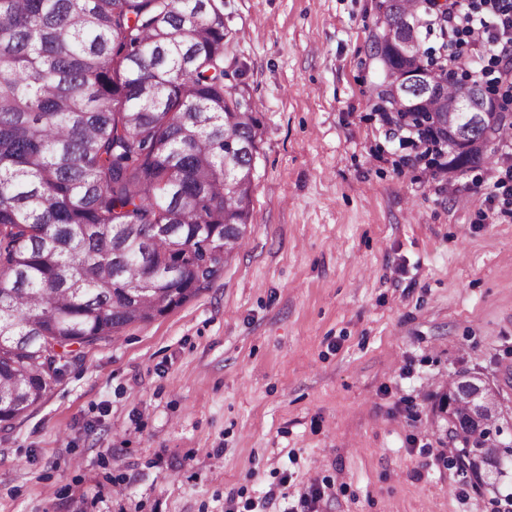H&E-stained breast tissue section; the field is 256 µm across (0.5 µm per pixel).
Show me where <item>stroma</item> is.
<instances>
[{
	"label": "stroma",
	"mask_w": 512,
	"mask_h": 512,
	"mask_svg": "<svg viewBox=\"0 0 512 512\" xmlns=\"http://www.w3.org/2000/svg\"><path fill=\"white\" fill-rule=\"evenodd\" d=\"M378 3L224 0L259 121L244 243L0 432V512H512L438 409L462 374L512 401V178L387 135Z\"/></svg>",
	"instance_id": "stroma-1"
}]
</instances>
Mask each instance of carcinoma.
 <instances>
[{"mask_svg": "<svg viewBox=\"0 0 512 512\" xmlns=\"http://www.w3.org/2000/svg\"><path fill=\"white\" fill-rule=\"evenodd\" d=\"M437 0H381L370 50L378 112L430 127L443 170L487 162L498 115L452 154L465 83L440 67ZM415 31L405 54L402 24ZM437 33L440 49L426 45ZM224 0H0V428L36 405L76 348L177 307L217 278L247 232L258 120L224 86ZM468 378L439 410L476 484L512 456Z\"/></svg>", "mask_w": 512, "mask_h": 512, "instance_id": "1", "label": "carcinoma"}]
</instances>
